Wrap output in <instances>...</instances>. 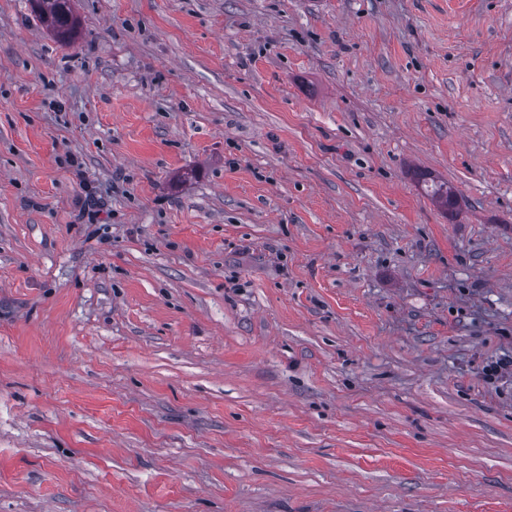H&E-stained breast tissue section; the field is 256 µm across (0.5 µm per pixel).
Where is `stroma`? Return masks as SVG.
I'll return each instance as SVG.
<instances>
[{
    "instance_id": "1",
    "label": "stroma",
    "mask_w": 512,
    "mask_h": 512,
    "mask_svg": "<svg viewBox=\"0 0 512 512\" xmlns=\"http://www.w3.org/2000/svg\"><path fill=\"white\" fill-rule=\"evenodd\" d=\"M73 9L0 0V512H512V0ZM47 27L60 41L70 42L77 29L72 0H32ZM428 193L429 195L437 202L441 207L445 210H448V213L453 214L458 211L459 205V196L457 192L447 183H435L432 182L429 185ZM83 192L84 194L78 198L76 203L77 220L84 224H96L106 208L107 201L95 188L88 185L84 186Z\"/></svg>"
}]
</instances>
